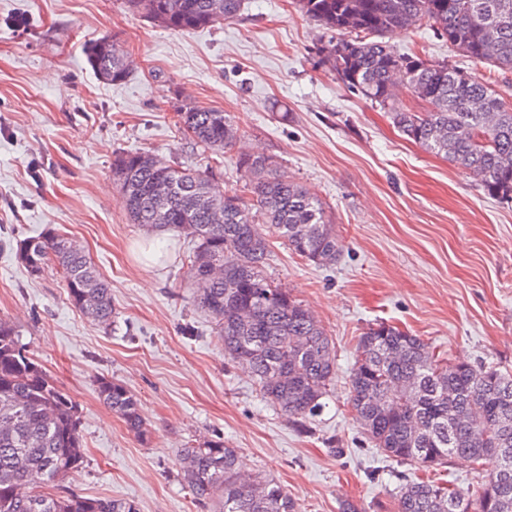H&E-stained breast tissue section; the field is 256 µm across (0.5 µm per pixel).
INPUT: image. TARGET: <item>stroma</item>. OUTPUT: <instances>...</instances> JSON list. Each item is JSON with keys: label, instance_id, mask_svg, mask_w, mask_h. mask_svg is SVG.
Listing matches in <instances>:
<instances>
[{"label": "stroma", "instance_id": "1", "mask_svg": "<svg viewBox=\"0 0 512 512\" xmlns=\"http://www.w3.org/2000/svg\"><path fill=\"white\" fill-rule=\"evenodd\" d=\"M113 38L132 62L113 84L87 63ZM332 37L294 0H243L214 27L177 32L125 0H0V319L73 400L84 464L63 483L140 512H214L181 483L183 449L210 440L283 485L297 512H396L418 471L382 455L349 404L362 333L380 321L420 336L452 363L512 374V203L405 139L389 115L347 89L321 52ZM400 53L448 60L512 100V71L476 64L427 29L388 36ZM186 103L228 114L237 144L216 156L177 124ZM209 170L243 193L240 154L275 159L323 203L339 245L318 266L270 236L267 273L302 301L336 350L335 384L309 430L288 422L224 354L194 306L179 232L131 223L112 177L123 152ZM53 228L77 241L112 284L105 330L69 300L59 273L30 276L17 240ZM152 250L157 263L141 258ZM116 379L139 399L145 437L98 395ZM495 466L448 458L435 478L475 488Z\"/></svg>", "mask_w": 512, "mask_h": 512}]
</instances>
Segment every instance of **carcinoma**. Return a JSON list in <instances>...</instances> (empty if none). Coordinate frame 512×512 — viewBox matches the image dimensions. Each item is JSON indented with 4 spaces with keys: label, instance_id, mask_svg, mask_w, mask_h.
Listing matches in <instances>:
<instances>
[{
    "label": "carcinoma",
    "instance_id": "cac0c4a2",
    "mask_svg": "<svg viewBox=\"0 0 512 512\" xmlns=\"http://www.w3.org/2000/svg\"><path fill=\"white\" fill-rule=\"evenodd\" d=\"M128 6L180 32L235 17L241 0H126ZM299 10L336 39L323 46L336 79L388 110L397 128L426 150L474 175L488 194L512 200V103L486 81L448 63L400 55L385 41L395 30L427 26L478 63L512 70V0H296ZM87 61L109 82L128 78L129 61L114 41L91 45ZM428 104H398L394 79ZM179 124L215 154L231 148L238 130L224 112L184 107ZM250 197L226 194L206 170L170 164L149 152L122 153L112 176L130 220L157 231L183 232L196 242L189 275L193 303L218 326L228 358L251 373L262 398L304 427L323 407L336 376L332 341L310 311L266 272L264 229L289 250L327 266L338 243L322 203L280 173L271 157L243 154ZM168 186L158 197L154 188ZM224 209V222L209 209ZM15 254L37 276L53 267L70 303L109 327L112 289L71 238L54 231L16 242ZM349 402L362 428L386 457L429 470L449 457L497 467L475 489L410 480L399 487L397 512H512V375L451 364L421 338L380 322L360 336ZM105 406L137 435L145 434L140 403L122 383L103 378ZM75 406L0 320V512H139L127 499L60 494L83 463ZM237 449L220 441L186 448L180 479L194 499L219 512H295L288 491L264 475L244 478ZM42 486L34 489L29 477Z\"/></svg>",
    "mask_w": 512,
    "mask_h": 512
}]
</instances>
